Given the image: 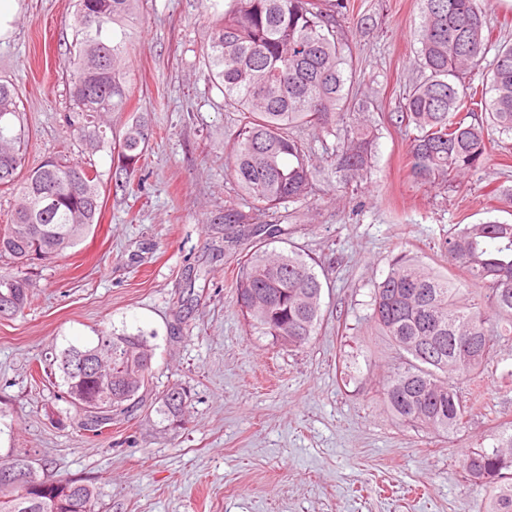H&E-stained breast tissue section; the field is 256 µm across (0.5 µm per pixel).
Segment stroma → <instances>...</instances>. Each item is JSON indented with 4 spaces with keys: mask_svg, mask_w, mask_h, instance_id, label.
I'll use <instances>...</instances> for the list:
<instances>
[{
    "mask_svg": "<svg viewBox=\"0 0 512 512\" xmlns=\"http://www.w3.org/2000/svg\"><path fill=\"white\" fill-rule=\"evenodd\" d=\"M348 4L342 26L379 129L374 165L344 186L336 138L302 130L322 174L306 204L276 217L323 285L310 343L272 345L235 303L237 260L254 240L224 221L241 200L226 150L238 114L199 59L212 16L202 0H145L125 67L129 106L110 123L119 133L148 113L146 183L133 193L104 183L98 224L32 266L31 308L0 319V456L25 452L41 476L95 482L106 512H481L489 491L462 461L512 421V389L498 384L512 370V335L479 380L480 411L443 436L399 422L382 402L399 350L371 321L370 301L391 255L408 250L442 270L453 225L512 222L502 196L512 133L490 131V156L464 185L414 181L409 140L389 117L421 77L420 2ZM74 10V0H18L14 30L0 37V79L19 90L26 169L63 155L106 175L109 151L87 155L66 122ZM103 328L155 333L154 394L190 392L181 428H164L146 405L100 436L65 417L36 363Z\"/></svg>",
    "mask_w": 512,
    "mask_h": 512,
    "instance_id": "35a3bbf8",
    "label": "stroma"
}]
</instances>
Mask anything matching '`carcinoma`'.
<instances>
[{"label": "carcinoma", "mask_w": 512, "mask_h": 512, "mask_svg": "<svg viewBox=\"0 0 512 512\" xmlns=\"http://www.w3.org/2000/svg\"><path fill=\"white\" fill-rule=\"evenodd\" d=\"M143 2L76 0L66 65L67 122L89 152L110 150L115 187L121 190L131 187L153 134L143 112L133 113L117 138L106 121L130 100L124 62ZM209 5L217 21L199 57L224 103L242 113L228 151L239 191L250 212L260 215L286 202L302 203L319 171L296 131L334 133L352 98L355 60L339 31L346 3L336 0L329 10L321 0H231L224 11L219 0ZM489 8L490 0H422L424 78L409 88L395 115L409 137L408 165L417 181L460 180L482 168L491 150L487 127L512 132V43H492ZM485 61L480 89L466 78ZM18 101L16 88L0 82V188L15 197L12 223L0 227V253L23 268L75 247L98 223L103 174L91 164L51 157L20 177L26 144ZM469 106L482 107L484 117L467 122L461 111ZM375 131L366 116L346 131L336 154V172L345 184L371 169ZM248 213L230 205L224 223L243 224ZM254 232L262 238L240 257L235 279L240 314L272 344L300 347L322 317L315 262L293 249H268L283 234L278 224H258ZM445 253L446 272L407 252L394 255L388 274L373 289L370 318L403 355L402 364L383 379V402L404 423L450 435L473 411L460 384L480 376L497 337L512 333V223L457 224ZM32 288L23 271L0 274V294L16 300L17 314L30 305ZM152 339L140 329L100 330L85 344L52 353L45 369L59 373L66 412L98 433L133 415L153 384ZM77 353L107 363L112 395H99L93 375L73 374ZM187 401L184 388L172 386L159 396L156 412L177 428ZM13 458L32 481L42 482L28 454ZM463 468L492 492L486 512H512V421L501 425L495 445L471 449ZM0 512H100L99 492L82 480L59 481L44 493L0 480Z\"/></svg>", "instance_id": "carcinoma-1"}]
</instances>
